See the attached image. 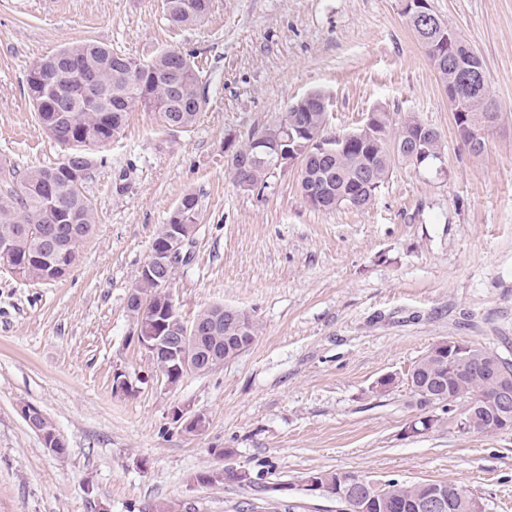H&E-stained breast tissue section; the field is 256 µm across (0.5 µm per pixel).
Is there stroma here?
Instances as JSON below:
<instances>
[{
    "label": "stroma",
    "mask_w": 512,
    "mask_h": 512,
    "mask_svg": "<svg viewBox=\"0 0 512 512\" xmlns=\"http://www.w3.org/2000/svg\"><path fill=\"white\" fill-rule=\"evenodd\" d=\"M428 4L481 58L500 114L477 157L403 0H211L192 26L170 22L162 0H0V159L18 172L63 158L25 82L63 45L92 39L141 62L179 49L209 101L177 131L129 112L86 184L97 230L64 279L28 281L0 263V512H341L335 495L302 490L314 470L447 482L486 512H512V434L464 435L449 421L405 433L421 414L405 377L433 344L512 359V0ZM313 91L330 102L329 133L376 109L412 115L440 133L441 163L393 162L361 211L312 210L293 167L240 188L232 151ZM188 193L198 221L176 306L188 320L234 307L260 331L234 360L170 387L133 340L126 301ZM118 370L132 393L113 392ZM387 375L396 385L375 391ZM25 404L60 432L64 456L29 429ZM179 407L204 414V431L175 424ZM228 466L250 484L195 481ZM257 484L280 490L269 502Z\"/></svg>",
    "instance_id": "35a3bbf8"
}]
</instances>
